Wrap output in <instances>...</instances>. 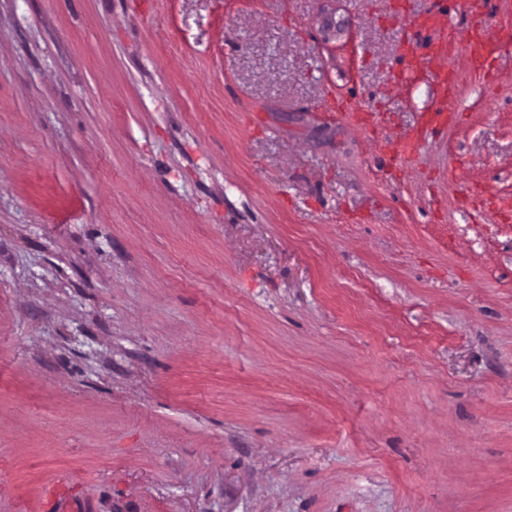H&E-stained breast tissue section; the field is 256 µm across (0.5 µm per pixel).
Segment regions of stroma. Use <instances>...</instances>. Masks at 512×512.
I'll return each instance as SVG.
<instances>
[{"label": "stroma", "instance_id": "stroma-1", "mask_svg": "<svg viewBox=\"0 0 512 512\" xmlns=\"http://www.w3.org/2000/svg\"><path fill=\"white\" fill-rule=\"evenodd\" d=\"M60 499L512 512V0H0V512Z\"/></svg>", "mask_w": 512, "mask_h": 512}]
</instances>
